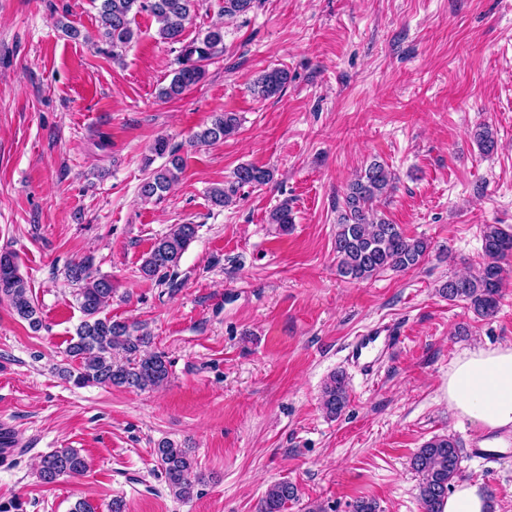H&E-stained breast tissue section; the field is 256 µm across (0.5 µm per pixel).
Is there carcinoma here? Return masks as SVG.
Returning a JSON list of instances; mask_svg holds the SVG:
<instances>
[{
	"mask_svg": "<svg viewBox=\"0 0 512 512\" xmlns=\"http://www.w3.org/2000/svg\"><path fill=\"white\" fill-rule=\"evenodd\" d=\"M99 34L112 47V58L119 59L137 38L132 23L143 11L158 24L156 35L164 43L180 45L169 85L160 90L161 97L173 99L196 86L205 75L203 62L224 45V28L214 25L203 36L190 42L182 39L185 24L195 14L199 0H96ZM257 0H223L224 17L236 19L248 14ZM288 72L274 68L262 74L254 84V94L261 98L275 96L288 83ZM239 127L235 112H216L197 131L192 141L203 147L232 136ZM484 154L496 149V140L487 126L474 133ZM145 167L155 159L162 160L139 185V198L145 203L159 201L178 182L185 170L179 149L167 139H156ZM271 169L242 164L233 172L227 186L211 188L213 205L226 207L233 203L238 188L263 186L273 181ZM396 189L394 176L383 164L374 160L364 167L348 185L337 219L334 250L338 274L351 281L365 280L387 270L407 271L420 266L428 257L431 243L424 238H409L397 224L374 213L373 203ZM269 223L284 231L293 223L288 202L281 203L269 216ZM199 225L191 222L173 225L157 238L140 266L146 279L159 282L174 272L183 253L198 236ZM484 261L477 271L455 276L444 282L440 293L450 302L462 301L477 315L490 317L497 312L508 279L504 261L512 257V232L488 225L483 233ZM66 279L75 286L76 301L83 315L70 339L65 354L69 366L62 375L78 387L104 385L144 391L167 381L171 363L166 356L150 350L153 336L138 322L114 320L105 313L112 300V280L93 271V258L70 262ZM7 300L13 312L35 331L43 327L41 309L27 279L20 273L17 254L0 251V301ZM348 402V382L343 373L330 376L324 386L321 405L325 414L334 418ZM157 461L169 489L178 497H187L195 485L204 482L195 471L188 449L171 440L158 443ZM411 467L422 476L419 499L423 512H442L448 492L461 479L460 449L449 436L434 437L413 454ZM87 461L76 448H57L44 455L38 473L45 484L84 473ZM298 500V488L287 481L269 486L260 501L258 512H286L288 504Z\"/></svg>",
	"mask_w": 512,
	"mask_h": 512,
	"instance_id": "1",
	"label": "carcinoma"
}]
</instances>
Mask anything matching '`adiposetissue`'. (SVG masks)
Returning <instances> with one entry per match:
<instances>
[{"label": "adipose tissue", "instance_id": "obj_1", "mask_svg": "<svg viewBox=\"0 0 512 512\" xmlns=\"http://www.w3.org/2000/svg\"><path fill=\"white\" fill-rule=\"evenodd\" d=\"M448 405L480 430L495 432V447L512 436V343L475 346L448 371Z\"/></svg>", "mask_w": 512, "mask_h": 512}]
</instances>
